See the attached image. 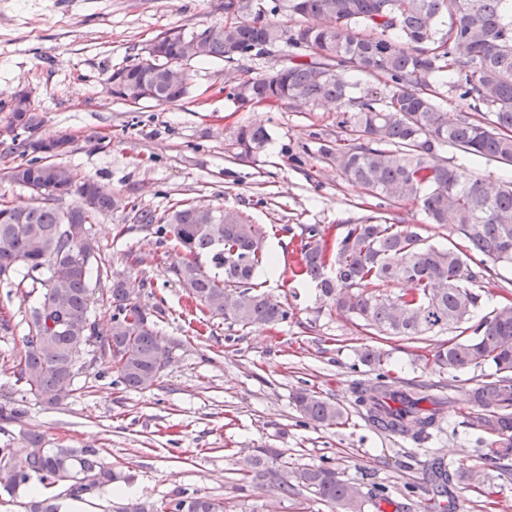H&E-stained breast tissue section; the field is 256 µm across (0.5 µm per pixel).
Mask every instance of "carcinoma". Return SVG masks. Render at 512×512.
<instances>
[{"label": "carcinoma", "instance_id": "cac0c4a2", "mask_svg": "<svg viewBox=\"0 0 512 512\" xmlns=\"http://www.w3.org/2000/svg\"><path fill=\"white\" fill-rule=\"evenodd\" d=\"M250 0H224L231 19L189 36L171 29L157 36L165 58L134 55L132 63L112 72L114 98L141 103L142 90L155 88L157 105L174 103L188 93L189 75L170 77V59H219L246 73L255 56L277 48L282 65L274 71L230 81L228 96L240 105L278 107L331 105L346 115L349 138L321 146L345 181L366 190L380 203L412 200L432 224L451 223L467 250L426 243L415 225L371 216L347 224L335 244L326 230L304 228L299 275L315 282L321 295L343 314L385 336H422L455 329L460 335L432 355L433 363L454 372L484 364L495 371L471 393L466 424L489 440L496 453L512 455V298L479 322L471 315L481 293L496 287L487 277V262L512 266V183H493L441 158L445 146L487 161L512 165V0H288L291 15L303 19L285 30L262 10L249 18ZM449 18L442 25V18ZM449 71L454 84L470 99L467 108L448 120L439 100V75ZM375 79L382 89L356 92L355 74ZM0 112L18 131L11 145L20 162L9 168L10 182L56 191L54 201L35 197L26 206L0 203V280L10 275L43 288L31 308L19 381L25 391L49 405L69 399L76 365L84 348L98 339L92 320L90 263L108 272L96 241L83 246L61 232L69 221L87 225L122 210L132 220L154 228L159 243L169 241L174 225L187 237L173 241L183 251L171 270L189 297L213 317L243 327H269L288 319L280 301L257 292L260 268L270 265L262 229L233 210L186 206L157 214L134 201L101 190L62 163L53 178L45 157L34 154L41 119L36 109L15 112L0 102ZM269 140L262 125L234 132L240 161L252 159ZM84 199L76 210L61 206L66 198ZM209 258L205 269L199 257ZM126 278L112 276L108 289L110 326L101 344L115 382L144 390L162 376L167 350L138 294L125 288ZM405 290L392 296L391 283ZM480 283L483 292L473 288ZM235 301L224 310V299ZM387 355L378 348L359 352L360 362L376 376L354 389L355 409L373 427L403 439L425 441L440 421V401L420 385H409L385 369ZM306 423L343 425L349 413L336 401L306 389L293 394ZM23 452L0 447V493L9 496L36 480L46 488L62 485L74 500L109 486L121 474L99 461V449L47 448L43 437L28 433ZM257 485L269 479L283 494L308 489L335 512H364L367 502L387 500L385 488L342 478L335 467L319 465L288 470L281 453L256 448L240 468ZM428 479L443 493L448 470L431 464ZM53 497L34 498L25 512H60ZM118 512H225L224 500L182 493L159 503L131 499Z\"/></svg>", "mask_w": 512, "mask_h": 512}]
</instances>
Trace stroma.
<instances>
[{
    "label": "stroma",
    "instance_id": "obj_1",
    "mask_svg": "<svg viewBox=\"0 0 512 512\" xmlns=\"http://www.w3.org/2000/svg\"><path fill=\"white\" fill-rule=\"evenodd\" d=\"M223 20L224 0H0V100L26 89L42 119L39 136L67 134L63 164L106 190L151 210L181 201L249 216L278 259L276 272L260 270L256 281L289 311L287 322L271 328L204 317L171 272L173 255L150 230L113 213L92 233L112 272L134 281L169 352L167 366L152 387L130 391L114 384L93 344L77 364L74 395L58 406L39 402L16 381L39 295L0 283V306L12 316L11 332H0V405L24 410L20 420L0 419V445L22 448L23 433L34 431L50 448H98L102 462L129 480L89 496L93 512H117L130 498L159 501L176 489L223 499L227 512H334L310 493L286 496L242 480L240 460L254 448L279 449L292 467L327 461L345 479L386 485L389 502L366 512H512V456L495 457L457 411L492 366L457 375L424 363L422 355L452 331L381 339L295 273L304 227L316 224L334 237L377 203L318 151L344 138L341 114L322 105L238 108L224 89L238 70L221 60L191 61L189 93L173 104L132 106L109 93L107 77L159 33L197 32ZM248 124L264 125L270 140L242 162L230 144ZM391 211L432 244L462 242L452 225L427 223L416 204ZM365 347L386 350L395 375L450 387L458 404L443 407L436 441L400 439L353 411L356 384L372 376L357 355ZM300 388L348 408V421L304 423L292 402ZM437 457L472 473V481L450 480L447 493L436 494L425 471Z\"/></svg>",
    "mask_w": 512,
    "mask_h": 512
}]
</instances>
